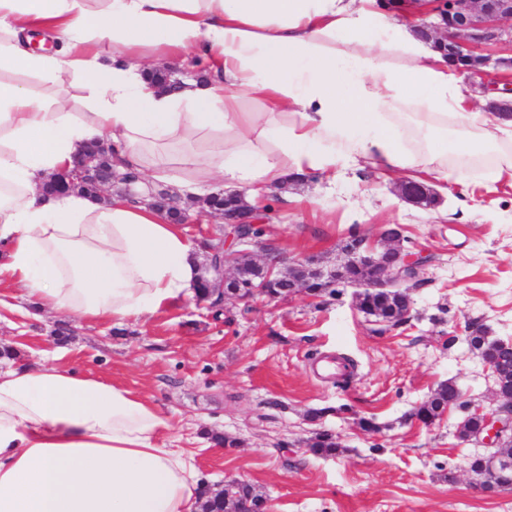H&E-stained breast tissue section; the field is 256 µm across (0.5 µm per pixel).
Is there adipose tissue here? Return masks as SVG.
Instances as JSON below:
<instances>
[{
    "mask_svg": "<svg viewBox=\"0 0 512 512\" xmlns=\"http://www.w3.org/2000/svg\"><path fill=\"white\" fill-rule=\"evenodd\" d=\"M109 47L110 62L100 60ZM212 64L178 89L148 62ZM0 281L37 313L121 323L195 295L198 249L165 212L44 182L107 141L112 164L181 200L216 176L248 197L372 165L441 181L512 179V119L474 108L457 70L378 0H0ZM89 76L92 109L44 100ZM256 103L244 111V101ZM142 395L61 361L0 359V512H202L192 461Z\"/></svg>",
    "mask_w": 512,
    "mask_h": 512,
    "instance_id": "ef3b65f1",
    "label": "adipose tissue"
}]
</instances>
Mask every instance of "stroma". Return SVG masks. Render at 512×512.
Wrapping results in <instances>:
<instances>
[{
  "instance_id": "35a3bbf8",
  "label": "stroma",
  "mask_w": 512,
  "mask_h": 512,
  "mask_svg": "<svg viewBox=\"0 0 512 512\" xmlns=\"http://www.w3.org/2000/svg\"><path fill=\"white\" fill-rule=\"evenodd\" d=\"M399 177L368 166L328 184L314 176L256 199L265 240L286 263L344 260L355 231L375 239L404 227L412 251L428 255L410 292L409 320L370 322L337 286L315 299L226 300L220 315L185 298L144 321L87 324L66 313L33 320L24 290L0 284V341L18 361L60 350L67 363L147 397L166 415L177 447L202 482L256 485L269 512H512V490L474 488L465 472L480 453L458 437L466 412L450 408L426 426L410 412L443 382L464 400L495 409V380L469 347L473 325L512 342V181H432L441 202L425 208L395 192ZM354 364L343 380L318 377L313 359ZM323 415L311 419L314 410ZM363 417L381 426H360ZM332 433L342 450L313 455L315 433ZM235 439L217 448L214 436Z\"/></svg>"
}]
</instances>
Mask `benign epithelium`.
I'll use <instances>...</instances> for the list:
<instances>
[{"mask_svg":"<svg viewBox=\"0 0 512 512\" xmlns=\"http://www.w3.org/2000/svg\"><path fill=\"white\" fill-rule=\"evenodd\" d=\"M430 11L438 21L429 22L425 15H419V27L435 39L448 63L459 73L467 77L481 76L485 69L492 67L497 71L512 69V0H431ZM500 92L503 96L487 101L486 108L512 118V87L504 85ZM86 155V159L75 162L74 169L53 180L66 188H75L93 179L99 189L112 187L116 183L123 185V193L132 200L143 196L153 199L157 205L160 198L157 191L150 188L142 190L139 179L127 174H119L114 169L101 167L100 151ZM398 195L414 204H432L435 193L426 185L403 180L397 186ZM224 238L222 246L202 242V261L198 264L199 280L211 281L214 300L224 302V298L248 303L258 295L276 299L278 295L270 293L268 284L283 281V258L278 249L263 244L261 235L256 233L259 225L243 215L238 208H224ZM402 231H397L393 240L380 239L376 245H369L356 251L347 258L345 264L356 265L365 274L357 283L361 289H393L410 291L419 277L422 258L414 254L405 245ZM257 247L263 255L264 277L251 286L245 295L240 292L224 293V284L234 276L235 259L248 252L249 247ZM471 415L483 420L481 432L472 441L481 442L488 448L486 466L480 472H470L471 482L483 488L494 482L499 472L512 467V459L503 454L502 448L512 442V410L498 405L492 413L484 412L479 406L469 407Z\"/></svg>","mask_w":512,"mask_h":512,"instance_id":"7a95c632","label":"benign epithelium"}]
</instances>
